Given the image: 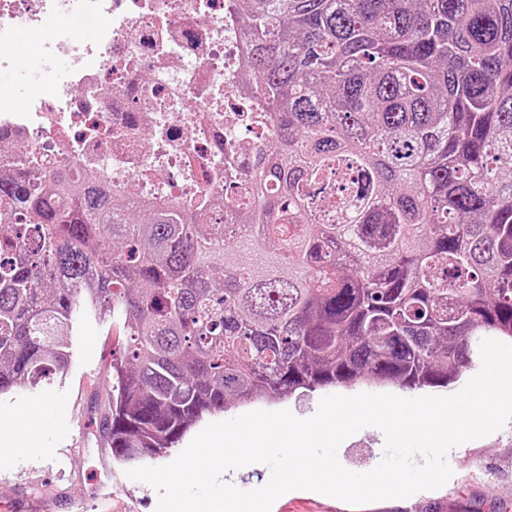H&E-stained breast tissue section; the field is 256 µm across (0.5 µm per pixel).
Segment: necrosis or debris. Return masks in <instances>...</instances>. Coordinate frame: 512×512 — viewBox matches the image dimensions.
I'll return each mask as SVG.
<instances>
[{
	"mask_svg": "<svg viewBox=\"0 0 512 512\" xmlns=\"http://www.w3.org/2000/svg\"><path fill=\"white\" fill-rule=\"evenodd\" d=\"M58 20L20 103L0 83V175L66 168L144 215L174 205L226 222L248 202L273 126L243 68L234 0H0V69L17 24ZM95 22V41L71 22Z\"/></svg>",
	"mask_w": 512,
	"mask_h": 512,
	"instance_id": "4bbe7bcc",
	"label": "necrosis or debris"
}]
</instances>
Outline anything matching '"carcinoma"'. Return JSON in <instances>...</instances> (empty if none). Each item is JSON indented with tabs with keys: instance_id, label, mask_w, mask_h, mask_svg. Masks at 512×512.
I'll return each mask as SVG.
<instances>
[{
	"instance_id": "1",
	"label": "carcinoma",
	"mask_w": 512,
	"mask_h": 512,
	"mask_svg": "<svg viewBox=\"0 0 512 512\" xmlns=\"http://www.w3.org/2000/svg\"><path fill=\"white\" fill-rule=\"evenodd\" d=\"M239 6L276 121L245 211L141 220L64 172L0 179V396L65 376L98 320L124 464L238 403L447 388L512 343V0ZM350 167L353 205L316 194Z\"/></svg>"
}]
</instances>
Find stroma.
<instances>
[{
    "mask_svg": "<svg viewBox=\"0 0 512 512\" xmlns=\"http://www.w3.org/2000/svg\"><path fill=\"white\" fill-rule=\"evenodd\" d=\"M72 344L71 370L50 384L49 394L20 390L0 398V432L36 399L45 419L34 438L0 455V512H156L157 491L127 477L126 466L113 461L95 427L112 393V335L107 327L82 318ZM68 426L83 429L86 441L64 453L56 437ZM384 444L381 430L366 427L342 442L338 459L347 470L364 473L383 459ZM271 512H512V421L459 445L453 475L439 489L357 508L296 489L281 495Z\"/></svg>",
    "mask_w": 512,
    "mask_h": 512,
    "instance_id": "stroma-1",
    "label": "stroma"
}]
</instances>
